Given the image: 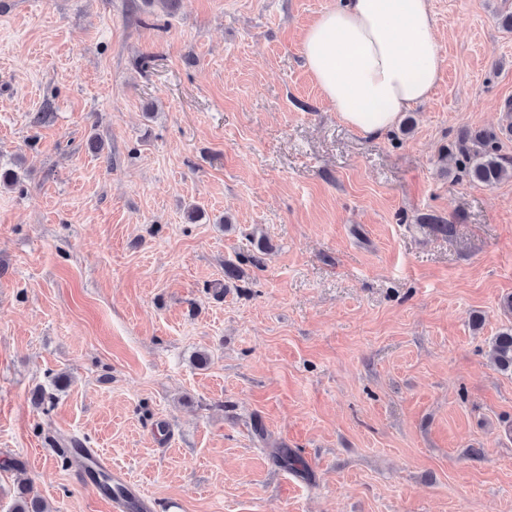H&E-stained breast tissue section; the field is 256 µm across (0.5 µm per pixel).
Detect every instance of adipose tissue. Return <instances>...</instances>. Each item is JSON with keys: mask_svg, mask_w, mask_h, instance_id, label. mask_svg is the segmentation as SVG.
I'll return each instance as SVG.
<instances>
[{"mask_svg": "<svg viewBox=\"0 0 512 512\" xmlns=\"http://www.w3.org/2000/svg\"><path fill=\"white\" fill-rule=\"evenodd\" d=\"M301 46L322 97L368 137L395 127L441 78L430 0H341L303 29Z\"/></svg>", "mask_w": 512, "mask_h": 512, "instance_id": "adipose-tissue-1", "label": "adipose tissue"}]
</instances>
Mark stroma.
<instances>
[{
    "label": "stroma",
    "mask_w": 512,
    "mask_h": 512,
    "mask_svg": "<svg viewBox=\"0 0 512 512\" xmlns=\"http://www.w3.org/2000/svg\"><path fill=\"white\" fill-rule=\"evenodd\" d=\"M338 2L0 0V512H113L76 438L151 512H512V0H431L378 139L304 65ZM492 138L489 135L478 134L474 142L481 145V150H475L471 157L467 158L470 164V176L479 182L492 185L505 177L512 176V168L506 166L499 155L492 148ZM490 356L499 370L512 373V326L493 336L490 345ZM17 494L13 512H48L43 501L33 495L28 486H20Z\"/></svg>",
    "instance_id": "1"
}]
</instances>
